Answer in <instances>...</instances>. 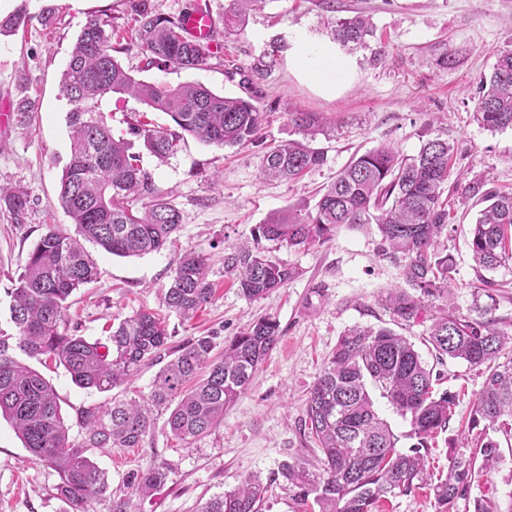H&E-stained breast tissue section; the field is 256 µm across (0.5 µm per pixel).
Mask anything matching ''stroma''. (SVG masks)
Listing matches in <instances>:
<instances>
[{
	"instance_id": "35a3bbf8",
	"label": "stroma",
	"mask_w": 512,
	"mask_h": 512,
	"mask_svg": "<svg viewBox=\"0 0 512 512\" xmlns=\"http://www.w3.org/2000/svg\"><path fill=\"white\" fill-rule=\"evenodd\" d=\"M150 2L166 16L200 5L210 9L220 49L210 53L203 68L186 70L147 66L141 50L130 47L119 59L141 80L199 82L217 94L240 96L244 90L229 70L250 69L270 42H284L257 102L265 114L261 141L224 148L189 137L163 166L134 142L157 187L171 192L183 214L182 228L164 250L142 257L121 258L89 246L101 276L71 297L66 319L88 340L103 342L112 323L141 309L162 311V293L181 254L195 249L209 255L216 291L191 321L167 314L175 340L212 334L221 346L265 315L276 317L282 336L248 390L201 439L177 441L159 416L140 447L91 450L90 458L108 473L111 493L125 494L128 472L163 464L169 469L165 485L137 500V512H198L248 476L269 479L285 461L314 463L318 450L304 433L307 398L337 339L355 326L394 327L435 366L438 391L455 395L449 427L431 441L427 454L431 471L446 469L484 373L461 360L437 362L424 342L432 317L446 305L464 315L490 305L498 328L512 333V262L481 272L469 248L470 229L482 208L478 198L461 188L449 191L450 216L440 242L453 258L452 288L418 318L398 325L379 297L405 281L399 264L380 254L376 225L343 224L324 244L272 250L274 259L298 275L255 301L225 278L223 258L226 248L250 240L271 212L315 204L316 192L354 157L382 144L413 156L426 140H447L462 184L487 174L494 189L512 191V130L492 132L473 117L481 79L503 51L512 50V0H336L332 12L322 0H269L262 12L231 31L222 25L229 0ZM22 3L31 15L27 28L0 38V106L12 108L27 99L35 109L29 124L0 127V186L23 187L31 206L19 221L0 210L2 325L9 317L7 290L46 225L74 229L58 201L70 154V105L61 93V77L71 49L91 17L132 26L139 0H0V16ZM359 12L371 18L375 36L368 48L351 51L354 72L336 95L322 94L292 71L294 48L301 40L329 41L328 21ZM448 55L453 65L439 66ZM301 110L326 120L314 142L325 153L323 165L295 183L263 179L265 153L296 139L288 115ZM490 282L496 287L491 297L486 294ZM494 438L501 458L491 473L476 475L470 496L504 510L512 504V435L498 432ZM56 482L55 472L31 460L1 418L0 512H61L63 505L53 496Z\"/></svg>"
}]
</instances>
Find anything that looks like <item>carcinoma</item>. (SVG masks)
Returning <instances> with one entry per match:
<instances>
[{"instance_id":"cac0c4a2","label":"carcinoma","mask_w":512,"mask_h":512,"mask_svg":"<svg viewBox=\"0 0 512 512\" xmlns=\"http://www.w3.org/2000/svg\"><path fill=\"white\" fill-rule=\"evenodd\" d=\"M267 0H230L228 17L240 20ZM31 20L25 6L0 19V35H12ZM115 28L93 17L83 27L71 51L61 91L71 105L67 115L70 157L61 179L59 202L76 226L77 236L48 224L28 253L10 296L11 330L0 327V417L7 420L34 460L52 468L59 481L55 495L65 512H89L103 502L108 512H135L131 495L148 496L168 478L163 465L129 472L125 497L108 494L106 473L92 461V448H137L154 425V415L168 414L166 423L181 441L207 435L224 416V409L243 394L280 339V325L260 317L224 345V355L212 357V336H191L174 345L166 320L141 310L112 326L108 342H91L65 321L67 300L79 288L96 281L97 263L80 239L118 257L159 252L181 228L182 214L171 194L156 187L153 174L131 152L132 143L114 134L101 109L106 95L129 94L148 108L162 112L170 124L161 126L146 113L127 120L128 134L142 141L158 163H168L187 134L221 147L254 144L260 139L265 113L255 96L269 64L259 59L242 84L247 97L222 96L200 83L170 85L133 78L114 56L127 45L113 46ZM371 20L357 14L341 18L331 30L334 42L351 50L369 48ZM134 45L147 64L197 69L207 49L190 39L181 17L154 11L141 0L134 18ZM476 120L487 130L512 129V51L502 52L489 78L482 81ZM288 120L304 140H290L266 152L262 175L295 181L325 161L324 151L311 146L322 118L316 112H290ZM448 141L427 140L418 154L405 159L387 145L353 158L318 191L310 208L293 205L270 214L256 226L252 243L224 252V276L238 284L244 297L261 299L285 287L296 272L267 255L262 241L288 248L324 244L341 224L378 225L382 255L400 264L411 291L397 289L385 298L393 321L408 322L426 302L448 291L451 255L439 248L448 227V199L443 197L451 171ZM481 195L471 231L470 249L479 269H495L512 261V192L486 188L480 176L464 186ZM31 199L21 188L0 186V209L17 217ZM208 257L185 252L174 271L162 304L188 321L212 299ZM512 336L496 326L492 308L477 315L452 312L435 316L427 343L437 362L459 359L485 368V379L467 422L478 443L467 454L448 457V472L437 482L427 469L428 442L448 429L454 396L434 390V369L422 360L414 344L393 330L354 327L345 331L327 359L306 403L304 430L321 456L310 469L284 462L270 481L284 483L298 505L313 500L319 512H379L390 496L410 495L426 488L437 512H458L469 501L476 469L491 470L500 453L489 432L512 433V360L498 362ZM64 367L79 388L103 394L132 383L146 367L172 359L154 375L149 391L134 399L112 396L76 411L80 438H70L55 389L37 369L17 357ZM409 421V436L417 443L409 452L396 449L398 437L374 407L372 391ZM267 485L258 476L206 501L199 512H261Z\"/></svg>"}]
</instances>
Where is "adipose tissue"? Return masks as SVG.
<instances>
[{
	"instance_id": "ef3b65f1",
	"label": "adipose tissue",
	"mask_w": 512,
	"mask_h": 512,
	"mask_svg": "<svg viewBox=\"0 0 512 512\" xmlns=\"http://www.w3.org/2000/svg\"><path fill=\"white\" fill-rule=\"evenodd\" d=\"M291 64L304 81L326 93L336 92L353 68L352 60L329 43L298 44Z\"/></svg>"
}]
</instances>
